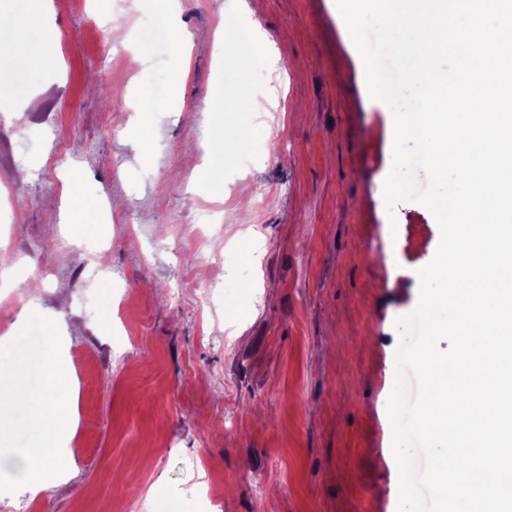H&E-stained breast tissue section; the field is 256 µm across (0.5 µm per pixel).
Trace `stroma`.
<instances>
[{
	"instance_id": "35a3bbf8",
	"label": "stroma",
	"mask_w": 512,
	"mask_h": 512,
	"mask_svg": "<svg viewBox=\"0 0 512 512\" xmlns=\"http://www.w3.org/2000/svg\"><path fill=\"white\" fill-rule=\"evenodd\" d=\"M157 16L0 0V99L27 105L0 108V344L58 319L77 415L70 478L0 512H397L395 322L441 231L417 200L386 206L392 110L336 0H176L133 64ZM43 46L57 64L36 73ZM145 93L157 112L136 111Z\"/></svg>"
}]
</instances>
